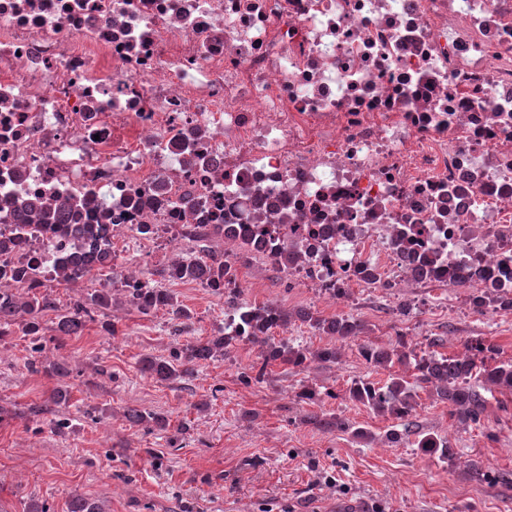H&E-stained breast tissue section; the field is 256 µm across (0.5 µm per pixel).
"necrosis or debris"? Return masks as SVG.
<instances>
[{
	"label": "necrosis or debris",
	"mask_w": 512,
	"mask_h": 512,
	"mask_svg": "<svg viewBox=\"0 0 512 512\" xmlns=\"http://www.w3.org/2000/svg\"><path fill=\"white\" fill-rule=\"evenodd\" d=\"M81 201L228 288L242 253L332 301L423 262L512 297V0H0V268L94 255L15 233Z\"/></svg>",
	"instance_id": "obj_1"
}]
</instances>
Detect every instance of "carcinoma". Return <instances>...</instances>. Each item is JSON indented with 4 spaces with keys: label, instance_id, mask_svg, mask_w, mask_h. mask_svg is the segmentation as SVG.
<instances>
[{
    "label": "carcinoma",
    "instance_id": "carcinoma-1",
    "mask_svg": "<svg viewBox=\"0 0 512 512\" xmlns=\"http://www.w3.org/2000/svg\"><path fill=\"white\" fill-rule=\"evenodd\" d=\"M64 230L81 239H100L102 249L88 258L73 257L59 269L56 283L70 284L78 275L92 267H97L100 287L87 289L78 300L67 309L58 306L44 285L36 281L23 269H13L4 279L13 282L11 288H0V337L12 333V327L19 326L24 335L32 337L36 345L32 352L36 356L30 359L28 366L36 369L37 356L42 354L44 327L42 317L55 313L54 331L63 335L80 334L87 322L97 316H107L106 310L112 308V240L105 238L101 224H66ZM210 272V266L204 264L201 256L190 255L186 263L177 266L172 276L184 278H203ZM129 301L141 313L147 315L159 309H165L171 319L180 320L188 317L187 311L176 301L173 293L167 288H135L128 293ZM295 318L310 327L337 340L354 339L364 329V324L353 317H315L306 309L295 312ZM241 324L226 333L219 331L209 340L187 342L176 348L169 357L144 355L139 359V370L142 374L159 382L179 377H190L195 366L200 362L224 356V348L234 340H246L263 347L261 365L254 377L257 382L265 380L268 365L278 362L287 364L297 371L306 368L309 362L317 360L334 363L338 360V352L334 347L312 350L300 343L275 340L274 331L288 324L289 315L281 308L273 305L250 307L241 312ZM360 353L367 364L375 369L389 371L388 380L375 383L364 379L354 380L347 388L349 398L364 405L377 414H388L395 420L405 421L415 410L414 395L416 385L424 384L431 388L440 400L448 402L451 415L457 417L463 425L477 424L485 410V397L472 385L478 380L487 389L512 392V360L501 361L488 367L485 360L465 356H446L434 353L417 355L414 349L399 337L390 347L364 343ZM413 364L415 382L405 376L391 373L396 364ZM46 370L58 377L60 385L54 390L53 402L65 406L70 393L65 379L70 376L68 365L63 360L51 362ZM129 422L140 425H152L159 430L168 427L166 419L152 412L136 408L127 411ZM312 424L326 430L339 429L347 431L350 424L334 416L329 418H312ZM414 453L421 457L446 462L454 456L455 449L450 440L431 432H417L413 442ZM68 512H105L99 501L80 494H75L69 501Z\"/></svg>",
    "mask_w": 512,
    "mask_h": 512
}]
</instances>
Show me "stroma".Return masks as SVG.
Listing matches in <instances>:
<instances>
[{"instance_id":"stroma-1","label":"stroma","mask_w":512,"mask_h":512,"mask_svg":"<svg viewBox=\"0 0 512 512\" xmlns=\"http://www.w3.org/2000/svg\"><path fill=\"white\" fill-rule=\"evenodd\" d=\"M238 275L234 293L170 283L189 314L181 334L167 311L145 315L120 300L114 332L94 321L80 335L47 340L45 358L72 370L61 408L52 399L57 377L27 368L30 337L17 329L0 338V512H26L34 500L68 512L75 493L102 501L106 512H512V485L471 476L475 465L512 472V393L487 395L480 426L466 428L430 389H417L410 430L449 437L457 456L445 464L415 456L411 440L386 441L392 418L347 394L352 380L388 377L366 364L360 342L385 346L403 335L416 351L455 356L479 336L492 363L512 359V314L487 318L444 287L354 285L333 303L285 287L251 261ZM264 303L352 316L365 330L361 341L341 345L337 362L301 372L276 363L262 383L246 379L258 346L240 340L186 381L160 383L139 371L142 355L169 356L179 338L207 340L223 329L226 310ZM305 386L320 392L318 402L299 399ZM131 407L165 416L167 430L131 424ZM313 415L348 420L366 435L321 430ZM61 418L69 425L60 430Z\"/></svg>"}]
</instances>
